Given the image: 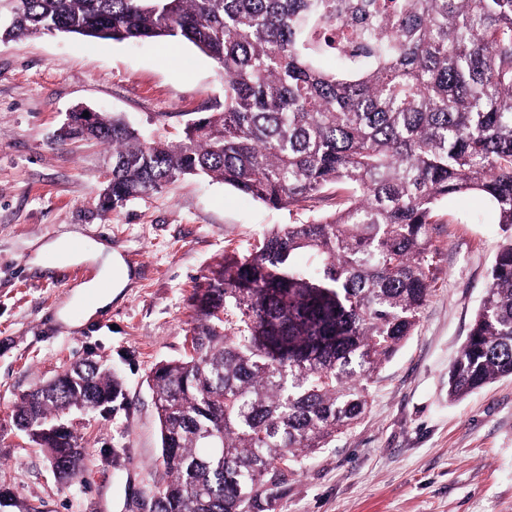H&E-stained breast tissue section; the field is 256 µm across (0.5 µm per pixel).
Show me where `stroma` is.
Listing matches in <instances>:
<instances>
[{
  "label": "stroma",
  "mask_w": 512,
  "mask_h": 512,
  "mask_svg": "<svg viewBox=\"0 0 512 512\" xmlns=\"http://www.w3.org/2000/svg\"><path fill=\"white\" fill-rule=\"evenodd\" d=\"M223 101L221 69L186 42L0 41V490L41 512H140L164 477L148 375L187 352L191 297L225 252L293 221L206 176L102 211L110 152L57 134L85 106L177 141L189 119ZM75 235L118 251L131 271L111 306L89 317L74 293L99 278V264L57 255ZM509 240L512 227L479 194L441 203L431 294L413 336L370 384L360 423L304 459L272 512H512V378L448 399V366ZM86 359L106 365L125 398L69 415L90 461L65 484L12 409Z\"/></svg>",
  "instance_id": "stroma-1"
}]
</instances>
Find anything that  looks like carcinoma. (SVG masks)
Here are the masks:
<instances>
[{"instance_id":"obj_1","label":"carcinoma","mask_w":512,"mask_h":512,"mask_svg":"<svg viewBox=\"0 0 512 512\" xmlns=\"http://www.w3.org/2000/svg\"><path fill=\"white\" fill-rule=\"evenodd\" d=\"M356 48L342 53L336 30ZM66 33L185 41L224 74V106L177 143L146 140L123 117L69 114L60 140L112 146L115 211L185 175L274 206L280 224L224 254L192 297L191 349L150 388L167 481L155 512H268L304 457L352 428L384 362L413 335L430 294L440 202L478 193L512 227V0H10L0 41ZM335 58L326 67L324 59ZM336 189V211L309 203ZM305 252L310 263L299 266ZM512 377V242L448 368V399ZM122 395L84 361L28 393L16 426L59 479L90 461L76 409Z\"/></svg>"}]
</instances>
